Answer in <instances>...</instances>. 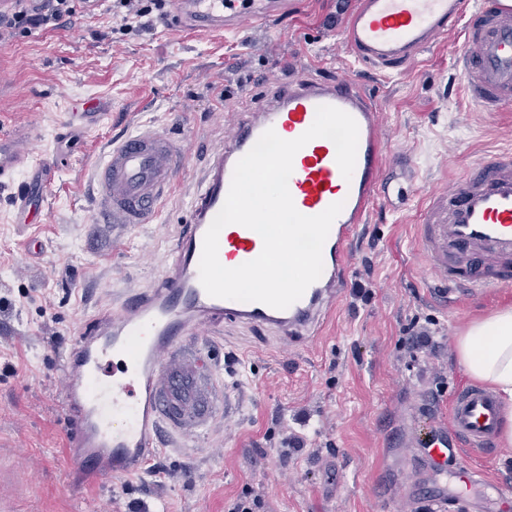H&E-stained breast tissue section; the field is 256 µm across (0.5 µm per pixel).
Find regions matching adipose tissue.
<instances>
[{"label":"adipose tissue","mask_w":512,"mask_h":512,"mask_svg":"<svg viewBox=\"0 0 512 512\" xmlns=\"http://www.w3.org/2000/svg\"><path fill=\"white\" fill-rule=\"evenodd\" d=\"M456 353L468 375L488 384L503 411L501 441L512 445V306L474 321L457 336Z\"/></svg>","instance_id":"obj_1"}]
</instances>
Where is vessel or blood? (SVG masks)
I'll list each match as a JSON object with an SVG mask.
<instances>
[{
    "mask_svg": "<svg viewBox=\"0 0 512 512\" xmlns=\"http://www.w3.org/2000/svg\"><path fill=\"white\" fill-rule=\"evenodd\" d=\"M289 0H173L177 25L197 33L233 32L286 14ZM462 32L455 57L468 103L491 115L512 106V0H358L343 35L361 64L405 69L419 54ZM339 108L358 125L356 164L344 178L336 147L309 141L294 156L288 188L296 209L315 216L342 203L322 250L323 272L285 309L209 296L199 279L204 235L227 198L236 163L267 129L293 140L313 124L319 106ZM23 134L0 130V183L34 166ZM186 162L157 128L145 125L111 142L95 176V203L111 224L156 223ZM381 111L348 75L290 80L249 114L211 156L190 219L165 258L156 285L102 312L74 340L64 361L63 401L74 426L79 461L107 481L143 472L162 434L199 440L223 410L208 362L198 347L203 329L231 321L269 328L285 337L314 336L343 298L351 272V242L375 205L407 204L406 188L392 187ZM416 253L425 271L448 288L472 295L512 290V151L483 156L476 168L431 192L415 226ZM261 236L230 224L219 234L218 258L239 266L259 256ZM495 395L478 386L455 393L449 436L426 453L441 472L449 442L490 451L500 424Z\"/></svg>",
    "mask_w": 512,
    "mask_h": 512,
    "instance_id": "obj_1",
    "label": "vessel or blood"
}]
</instances>
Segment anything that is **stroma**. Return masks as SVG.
Segmentation results:
<instances>
[{"label":"stroma","instance_id":"stroma-1","mask_svg":"<svg viewBox=\"0 0 512 512\" xmlns=\"http://www.w3.org/2000/svg\"><path fill=\"white\" fill-rule=\"evenodd\" d=\"M340 0H296L288 14L238 33L197 36L165 23L115 42L96 39L106 9L57 29L0 42V124L37 130L41 179L0 186V512H224L243 491L263 512H461L428 498L432 475L417 439L444 433L454 393L471 379L455 337L512 304V292L448 302L426 276L414 210L375 209L361 225L350 290L322 334L286 340L227 324L199 337L239 413L217 418L199 446L158 450L142 475L98 482L73 468L63 404L64 359L98 308L156 284L214 148L266 87L306 73L350 74L375 96L393 156L412 153L400 183L422 200L484 153L512 150V110L485 117L455 98L458 34L401 73L358 66L341 47ZM336 15L335 27L324 20ZM229 89L227 102L217 98ZM101 120L88 125L83 113ZM158 128L187 167L155 224H105L95 214V167L109 142L137 125ZM28 188L33 220L15 221ZM428 330L436 352L410 349ZM293 432L302 452L282 455ZM492 481L512 484V447L453 455Z\"/></svg>","mask_w":512,"mask_h":512}]
</instances>
